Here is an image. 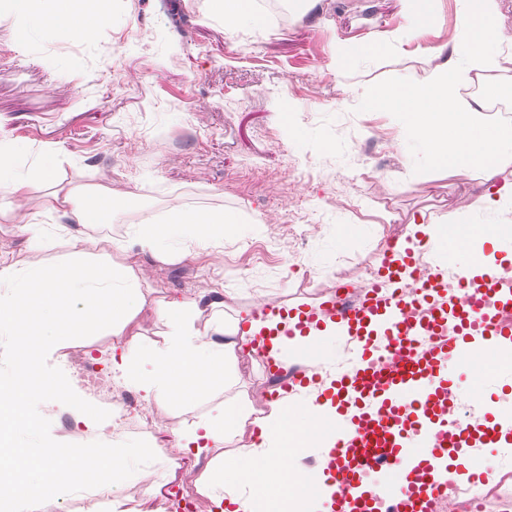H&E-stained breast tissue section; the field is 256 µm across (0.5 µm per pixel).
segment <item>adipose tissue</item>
Returning a JSON list of instances; mask_svg holds the SVG:
<instances>
[{"label":"adipose tissue","mask_w":512,"mask_h":512,"mask_svg":"<svg viewBox=\"0 0 512 512\" xmlns=\"http://www.w3.org/2000/svg\"><path fill=\"white\" fill-rule=\"evenodd\" d=\"M77 2L0 0V18L11 20L16 28L27 29L35 40L66 43L75 38L80 14ZM458 19L455 57L447 67L432 72L417 88L367 89L363 100L367 110L393 115L404 143L414 147L428 165H481L489 183L482 204L493 213L512 208V182L495 181L498 170L512 163V128L497 122L484 123L480 117L482 100H474L458 112L450 111L448 103L474 77L499 67L504 46L512 43V34L498 21L496 0H458ZM25 155L23 146L0 140V218L7 217L12 200L55 179L52 161L28 168L22 163ZM44 208L46 212L61 214L68 223L88 227L111 215L112 198L103 192L91 195L71 188L52 193ZM223 236V214L194 210L178 217L175 229L162 236L131 226L126 240L117 242L116 247L124 252L137 246L146 248L158 260L167 262L179 254L186 241L216 240ZM160 317L166 331L162 343L150 351V369L133 365L132 348L112 355L113 372L128 380L141 381L143 390L159 399L168 398L179 385L202 390L212 383L214 373L231 375L237 351L254 334L268 332L269 355L283 365L292 350L310 342L306 336L278 333L276 320L263 318L253 310L245 311L229 329L220 316L211 317L204 329H197L195 310L188 303H168L161 308ZM254 426L258 440L245 450L246 457L253 461H266L274 448L291 447L294 441L290 407L284 402H273L270 412L256 420ZM225 429L220 418L201 422L182 434V446L192 457L209 455L223 443ZM239 481V475L225 473L218 466L208 473L200 489L210 497L215 512H267L261 499L240 501L236 494Z\"/></svg>","instance_id":"1"}]
</instances>
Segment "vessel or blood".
Segmentation results:
<instances>
[{
  "label": "vessel or blood",
  "mask_w": 512,
  "mask_h": 512,
  "mask_svg": "<svg viewBox=\"0 0 512 512\" xmlns=\"http://www.w3.org/2000/svg\"><path fill=\"white\" fill-rule=\"evenodd\" d=\"M466 262L449 259L431 266L429 281L417 284L414 297L426 305L419 312L382 294L372 283L359 306L337 311L301 305L288 335L308 334L322 321L347 325L361 347L352 370L332 382L341 407H356L347 426L336 431L329 471L336 493L330 512H378L376 488L395 474L408 475L389 512H429L442 488L448 460L460 448H488L501 440L497 426L453 433L447 426L449 363L459 343L493 348L512 341V285L497 279L466 278ZM379 349L404 354V367L379 369Z\"/></svg>",
  "instance_id": "vessel-or-blood-1"
}]
</instances>
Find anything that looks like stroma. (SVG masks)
Here are the masks:
<instances>
[{"label": "stroma", "instance_id": "35a3bbf8", "mask_svg": "<svg viewBox=\"0 0 512 512\" xmlns=\"http://www.w3.org/2000/svg\"><path fill=\"white\" fill-rule=\"evenodd\" d=\"M295 18L278 26L251 9L240 27H226L213 0H103L94 35L72 43L22 42L0 20V139L24 146L25 166L46 154L57 161L65 187L111 194L109 221L88 227L97 251L117 266L133 263L145 303L120 335L103 330L72 340L53 364L78 395L87 394L80 366L112 374V345L135 349V359L161 342L162 303L198 304L210 319L223 304L224 324L253 305L288 307L332 300L340 287L360 289L365 271L379 273L388 241L411 223L443 221L438 258L480 238L485 254L502 257L474 202L487 190L479 167L451 172L421 165L400 145L394 118L363 105L368 87L413 86L447 65L458 39L456 0H297ZM151 32L138 41V31ZM354 177L357 191L320 181L326 164ZM45 191L14 203L0 223V258L21 265L67 260L71 248L48 220V243L31 248L21 230L40 216ZM213 210L224 213V238L191 242L169 263L150 253L132 257L114 248L126 238L132 212ZM310 223L289 225L292 214ZM270 361L239 351L234 376L200 394L176 389L169 400L146 398L140 385L116 387L150 410V426L128 431L146 440L155 462L117 483L123 508L158 497L194 495L199 512H214L196 488L207 459L184 455L179 435L224 409H253L267 395ZM461 407H483L488 420H512V362L500 350L464 345L448 375ZM56 441H96L95 430L74 437L81 412L42 403ZM227 435L219 453L244 474L238 492L286 500L269 466L250 462ZM488 471L494 494L483 512H512V443L454 464L461 488L473 471Z\"/></svg>", "mask_w": 512, "mask_h": 512}]
</instances>
